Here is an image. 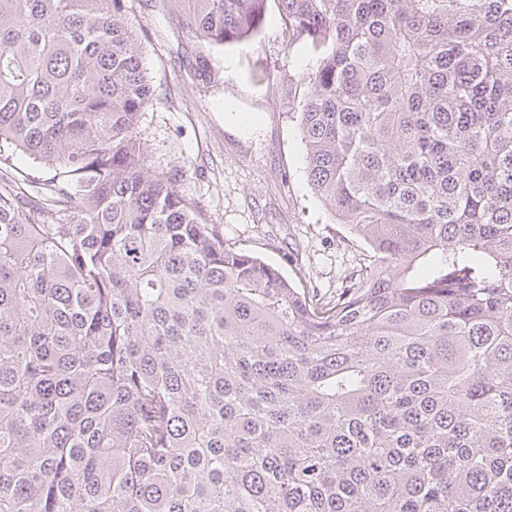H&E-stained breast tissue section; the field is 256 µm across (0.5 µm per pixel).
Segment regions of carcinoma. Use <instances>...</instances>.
<instances>
[{
  "mask_svg": "<svg viewBox=\"0 0 512 512\" xmlns=\"http://www.w3.org/2000/svg\"><path fill=\"white\" fill-rule=\"evenodd\" d=\"M277 2L328 302L150 170L126 0H0V512H512V0ZM0 153V167L6 168L10 165H15L27 173L29 181L46 183L53 176V171L39 162H34L32 159H27L13 152V149L2 147Z\"/></svg>",
  "mask_w": 512,
  "mask_h": 512,
  "instance_id": "obj_1",
  "label": "carcinoma"
}]
</instances>
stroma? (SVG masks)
Instances as JSON below:
<instances>
[{"label":"stroma","mask_w":512,"mask_h":512,"mask_svg":"<svg viewBox=\"0 0 512 512\" xmlns=\"http://www.w3.org/2000/svg\"><path fill=\"white\" fill-rule=\"evenodd\" d=\"M127 21L152 85L139 117L151 170L175 175L226 242L335 296L364 245L311 189L298 124L311 60L276 0L257 32L223 47L188 36L182 0H128Z\"/></svg>","instance_id":"stroma-1"}]
</instances>
